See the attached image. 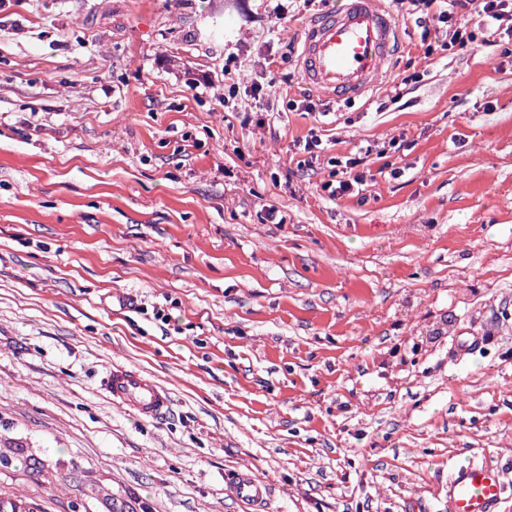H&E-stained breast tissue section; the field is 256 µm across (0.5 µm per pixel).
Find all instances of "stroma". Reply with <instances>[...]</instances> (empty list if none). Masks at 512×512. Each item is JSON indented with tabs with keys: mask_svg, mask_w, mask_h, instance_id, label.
Listing matches in <instances>:
<instances>
[{
	"mask_svg": "<svg viewBox=\"0 0 512 512\" xmlns=\"http://www.w3.org/2000/svg\"><path fill=\"white\" fill-rule=\"evenodd\" d=\"M328 8L0 0V442L48 473L0 493L243 512L248 468L263 512H448L449 470L486 460L512 512V55L425 56L393 0L389 76L308 112ZM364 146L366 202L329 198ZM115 362L168 412L113 404ZM103 387L112 402L141 418L156 419L169 409L171 393L139 369L112 364L103 377ZM228 491L246 510L259 508L270 493L269 486L247 471H238L229 482Z\"/></svg>",
	"mask_w": 512,
	"mask_h": 512,
	"instance_id": "stroma-1",
	"label": "stroma"
}]
</instances>
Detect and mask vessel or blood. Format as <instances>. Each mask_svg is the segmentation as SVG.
Here are the masks:
<instances>
[{
	"label": "vessel or blood",
	"instance_id": "1",
	"mask_svg": "<svg viewBox=\"0 0 512 512\" xmlns=\"http://www.w3.org/2000/svg\"><path fill=\"white\" fill-rule=\"evenodd\" d=\"M404 45L392 14L379 0H339L304 30L299 68L305 81L340 102L366 96L388 73ZM103 387L112 402L145 419L169 409L171 393L139 369L125 364L108 368ZM228 491L255 512L269 486L246 471L232 477ZM504 494L502 470L491 463H469L448 478V512H498Z\"/></svg>",
	"mask_w": 512,
	"mask_h": 512
}]
</instances>
